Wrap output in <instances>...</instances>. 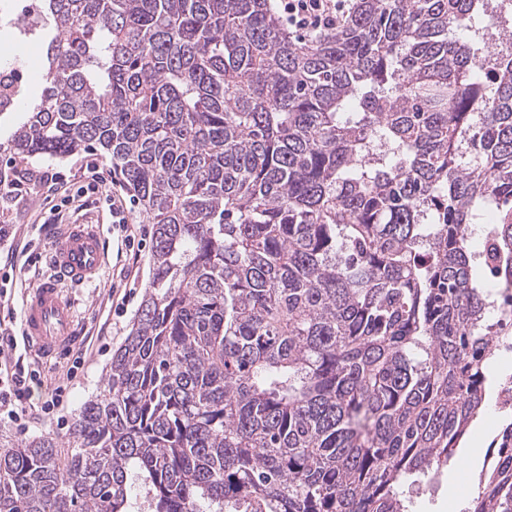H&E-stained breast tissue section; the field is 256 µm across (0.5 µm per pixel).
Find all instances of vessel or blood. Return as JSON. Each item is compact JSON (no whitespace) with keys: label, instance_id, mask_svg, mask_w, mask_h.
Returning <instances> with one entry per match:
<instances>
[{"label":"vessel or blood","instance_id":"b4317fda","mask_svg":"<svg viewBox=\"0 0 512 512\" xmlns=\"http://www.w3.org/2000/svg\"><path fill=\"white\" fill-rule=\"evenodd\" d=\"M106 243L99 225L77 222L67 226L49 255L54 271L24 295L21 334L40 358L59 359L77 342L80 330L73 308L64 296L62 282L83 283L104 265Z\"/></svg>","mask_w":512,"mask_h":512}]
</instances>
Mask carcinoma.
I'll use <instances>...</instances> for the list:
<instances>
[{
	"instance_id": "carcinoma-1",
	"label": "carcinoma",
	"mask_w": 512,
	"mask_h": 512,
	"mask_svg": "<svg viewBox=\"0 0 512 512\" xmlns=\"http://www.w3.org/2000/svg\"><path fill=\"white\" fill-rule=\"evenodd\" d=\"M10 150L101 151L152 275L67 443L0 448V512H408L482 413L512 290V59L480 0H44ZM484 209L476 247L471 225ZM463 512H512V422ZM273 2V3H272ZM282 21L302 37L336 29L349 16L352 0H276ZM352 3V4H351ZM486 15L489 17L490 28L494 33L489 40L481 42L485 48L482 55L477 57L476 66L484 73H492L497 70L502 50L507 48L510 51L511 47L512 51V43L508 39L509 28L501 24L499 16L489 10Z\"/></svg>"
}]
</instances>
